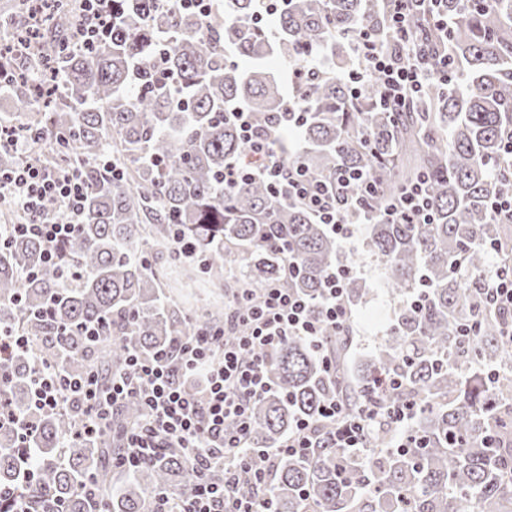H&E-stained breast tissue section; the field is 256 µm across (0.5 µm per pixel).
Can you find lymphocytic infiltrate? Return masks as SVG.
Returning <instances> with one entry per match:
<instances>
[{"label":"lymphocytic infiltrate","instance_id":"f902f5d3","mask_svg":"<svg viewBox=\"0 0 512 512\" xmlns=\"http://www.w3.org/2000/svg\"><path fill=\"white\" fill-rule=\"evenodd\" d=\"M80 17L75 41L82 45L111 24L112 0H84ZM351 50L364 62L360 70L351 73V80L360 84L379 77L382 101L402 104L420 91L426 78L420 58L390 55L364 33L352 42ZM230 116L249 145L250 157L225 167V187L261 174L275 191L319 217L339 242L352 241L358 225L366 221L364 201L373 191L366 173L340 166L335 183L327 184L283 158L276 148L277 136L260 133L245 106L233 107ZM0 184L7 186L14 206L28 217L27 222L12 225V232L41 241L47 262L57 263L59 245L74 235L84 210L86 195L79 172L50 169L26 159L11 172L0 174ZM426 195L421 180L401 188L384 210L383 219L393 224L427 223ZM51 201L60 203L59 214L46 213L45 205ZM351 272L345 265L327 272L317 317L308 301L276 285L256 293L243 291L230 300L225 326L187 337L172 355L163 353L146 360L130 354L125 368L113 374L104 388L96 376L72 378L57 364L41 363L35 373L34 404L52 411L68 399L79 400L78 433L91 437L107 428L117 405L135 397L144 407L142 419L127 432L125 451L115 462L117 468L134 470L169 447L182 449L202 471L214 462L223 464V482L199 480L175 502L167 494H153L151 512H276L268 495H239L233 475L234 469L248 461L251 405L271 389L267 364L271 350L291 337L321 346L323 326L340 329L351 320L344 295V280ZM198 375L203 378L200 391L181 386V378ZM415 414L416 407L409 401L395 406L367 401L351 415L343 402L332 396L323 403L320 422L299 421L287 440L270 454L269 462L274 465L287 455H305L323 434L348 454H359L365 449L366 433L377 423L387 421L399 429L408 426Z\"/></svg>","mask_w":512,"mask_h":512}]
</instances>
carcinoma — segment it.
I'll use <instances>...</instances> for the list:
<instances>
[{
  "instance_id": "cac0c4a2",
  "label": "carcinoma",
  "mask_w": 512,
  "mask_h": 512,
  "mask_svg": "<svg viewBox=\"0 0 512 512\" xmlns=\"http://www.w3.org/2000/svg\"><path fill=\"white\" fill-rule=\"evenodd\" d=\"M80 4L60 0L51 11L39 38L44 55L19 64L0 53L17 101L9 125L23 130L39 161L78 170L87 195L77 232L59 247L72 276L44 262L34 239L9 237L0 248V329L30 342L7 356L0 384L6 407L37 425L28 448L13 427H0V487L21 491L30 512H149L153 493L176 500L190 489L194 465L177 448L113 482L119 430L139 423L138 400L91 438L75 435L79 401L52 413L32 403L44 360L105 384L130 352L171 350L200 325L224 322L210 309L193 318L160 278L226 296L275 284L319 313L341 243L259 175L227 193L223 186L225 166L249 154L225 113L242 103L258 129H282L286 90L267 60L299 70L312 47L327 67L304 78L302 145L284 133L282 153L323 180L340 164L368 173L376 192L367 200L366 246L402 305L359 373L351 326L323 330L334 353L329 371L298 337L272 353V390L255 401L247 435L250 466L266 469L265 451L297 420L318 421L326 398L354 411L388 376L401 386L380 403L418 405L405 447L388 448L390 430L377 427L359 457L325 442L281 460L271 486L276 512H512V345L502 336L512 311L484 294L489 255L497 271H512V223L491 210L512 195V161L503 156L512 129V0H441L411 16L428 73L403 108L380 103L377 78L357 92L347 81L362 65L347 51L360 31L396 55L403 49L390 29L393 0H285L273 15L274 43L253 21L257 0H219L208 17L174 0H112L116 23L91 46L73 41ZM422 178L430 222L381 221L392 195ZM0 217L25 220L7 199ZM176 224L194 254L164 272ZM423 286L416 311L410 299ZM95 323L102 333L90 341L83 328ZM90 474L93 498L83 489Z\"/></svg>"
}]
</instances>
